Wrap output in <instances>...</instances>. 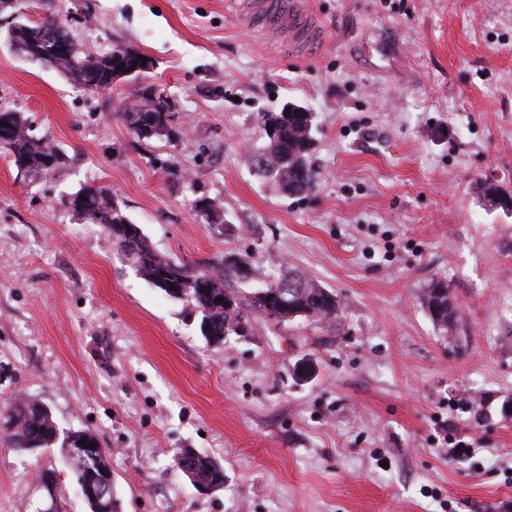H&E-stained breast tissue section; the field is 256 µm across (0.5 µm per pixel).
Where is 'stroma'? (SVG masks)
<instances>
[{
  "label": "stroma",
  "mask_w": 512,
  "mask_h": 512,
  "mask_svg": "<svg viewBox=\"0 0 512 512\" xmlns=\"http://www.w3.org/2000/svg\"><path fill=\"white\" fill-rule=\"evenodd\" d=\"M322 37L296 57L226 0H28L79 49L121 46L146 76L82 91L18 53L0 15V111L64 153L43 177L0 154V410L46 404L108 448L121 512H512V0H308ZM174 104L171 140L122 112L145 87ZM314 114L299 195L257 173L264 114ZM112 189L160 253L246 255L249 293L290 268L335 291L332 323L249 318L212 342L201 315L136 271L62 199ZM220 199L223 225L197 198ZM444 279L456 341L423 303ZM452 436L479 442L449 461ZM186 450L221 463L195 486ZM89 512L59 449L0 441V512Z\"/></svg>",
  "instance_id": "obj_1"
}]
</instances>
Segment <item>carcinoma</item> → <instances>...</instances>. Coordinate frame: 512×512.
I'll use <instances>...</instances> for the list:
<instances>
[{"mask_svg":"<svg viewBox=\"0 0 512 512\" xmlns=\"http://www.w3.org/2000/svg\"><path fill=\"white\" fill-rule=\"evenodd\" d=\"M61 33L70 37L64 20L47 16L38 23H19L9 29L10 42L22 54H28L30 41L42 34ZM127 55L118 48L102 56L85 54L72 45L67 57L54 59L50 66L67 77L74 86L87 90L92 80L105 85L112 70L114 54ZM171 100L162 89L131 103L123 112L128 128L139 139H170L175 113L170 111ZM0 122L8 123L0 136V150L6 152L18 170L32 176L54 171L64 163L63 155L53 145L30 134L28 119L18 112H0ZM264 126H269V143L256 157V167L265 177L278 183L290 194L310 190L317 180L316 170L308 163L311 147L313 114L300 111L277 112L263 116ZM62 205L89 224H98L110 235L114 244L132 261L139 274L168 296L191 303L201 314V332L215 340L236 332L250 311H255L267 321L282 325L298 319L316 323L336 321L343 309L339 295L301 272L290 270L270 279L264 287L242 298L232 289L224 287L230 278L246 280L250 268L247 257L230 254L216 262L195 266L175 260L157 252L141 228L124 214L118 199L106 186H88L62 200ZM196 212L209 224L224 223V209L219 200L203 196L194 204ZM294 288L283 290L285 282ZM223 301H218V298ZM424 304L437 329L450 335L460 313V305L451 295L448 285L441 279L429 282L424 293ZM0 436L20 451H38L58 447L68 461L76 481L84 473L83 462L71 456L80 448L94 446L97 452V474L112 476L109 452L100 447L97 437L84 430L60 432L51 411L34 400H20L0 411ZM192 465V481L212 485L219 473V465L211 459L190 451L182 453Z\"/></svg>","mask_w":512,"mask_h":512,"instance_id":"1","label":"carcinoma"}]
</instances>
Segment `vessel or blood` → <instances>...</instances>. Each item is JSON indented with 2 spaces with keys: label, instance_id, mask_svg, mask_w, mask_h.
<instances>
[{
  "label": "vessel or blood",
  "instance_id": "1",
  "mask_svg": "<svg viewBox=\"0 0 512 512\" xmlns=\"http://www.w3.org/2000/svg\"><path fill=\"white\" fill-rule=\"evenodd\" d=\"M235 15L246 27L285 43L295 55L320 38L321 30L304 0H230Z\"/></svg>",
  "mask_w": 512,
  "mask_h": 512
}]
</instances>
